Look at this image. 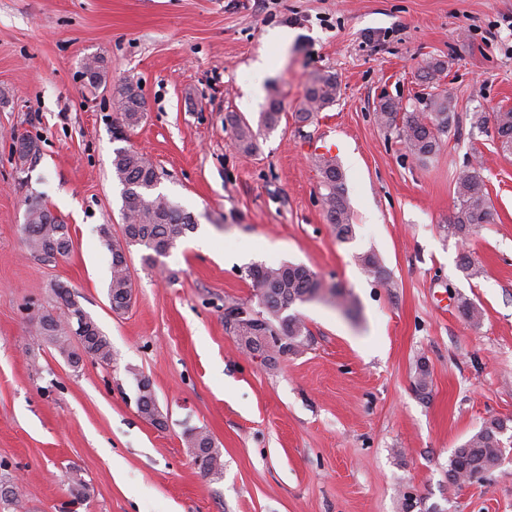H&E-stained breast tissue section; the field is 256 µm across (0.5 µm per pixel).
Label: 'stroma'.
Wrapping results in <instances>:
<instances>
[{
	"label": "stroma",
	"mask_w": 512,
	"mask_h": 512,
	"mask_svg": "<svg viewBox=\"0 0 512 512\" xmlns=\"http://www.w3.org/2000/svg\"><path fill=\"white\" fill-rule=\"evenodd\" d=\"M293 31L269 71L271 34ZM107 77L90 87L84 61ZM439 59L458 123L421 165L375 122L382 97L413 107L418 69ZM335 74L340 95L298 122L306 85ZM138 80L146 111L116 137L112 86ZM281 121L255 153L231 143L224 115ZM512 107V0H0V475L19 486L9 512H512V429L499 465L452 485L456 448L493 419L512 421V155L471 115ZM39 150L18 164L13 138ZM164 171L159 190L197 222L150 266L127 256L133 298L111 309L120 235L116 149ZM345 175L353 236L339 241L315 158ZM479 161L495 223L455 235V180ZM68 224L73 249L29 252L31 203ZM208 234L215 250L197 245ZM375 253L387 282L368 276ZM470 253L482 274L459 266ZM292 262L341 289L347 310L292 306L310 331L295 353L248 356L224 306L256 303L246 269ZM71 288L112 345L72 368L34 331L27 308L62 315ZM482 311L467 322L461 300ZM432 383L415 389L420 366ZM148 378L166 418L135 405ZM204 429L221 476L195 466L183 433ZM87 485L72 503L69 479Z\"/></svg>",
	"instance_id": "1"
}]
</instances>
